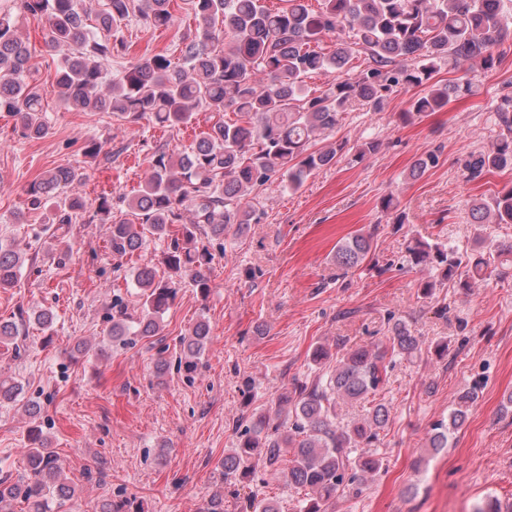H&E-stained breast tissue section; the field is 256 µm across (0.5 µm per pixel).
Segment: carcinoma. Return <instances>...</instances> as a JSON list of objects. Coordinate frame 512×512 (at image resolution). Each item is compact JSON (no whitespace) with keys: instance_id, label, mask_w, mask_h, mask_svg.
I'll list each match as a JSON object with an SVG mask.
<instances>
[{"instance_id":"cac0c4a2","label":"carcinoma","mask_w":512,"mask_h":512,"mask_svg":"<svg viewBox=\"0 0 512 512\" xmlns=\"http://www.w3.org/2000/svg\"><path fill=\"white\" fill-rule=\"evenodd\" d=\"M15 2L41 21L47 48L66 50L52 86L66 111L110 112L129 123L147 119L173 130L190 127L198 113H208L207 129L190 150L155 152L144 184L123 199L125 217L112 218V195L98 197L93 217L110 225L112 255L139 252L149 235L170 239L164 257L167 279L148 265L137 269L140 314L119 300L112 305L108 338L114 346L163 335V316L182 281L204 295L209 292L211 254L199 239L221 240L230 231L243 235L254 221L253 193L275 182L296 190L314 172L341 160L345 143L315 149L313 142L333 131L344 114L360 108L379 112L395 88L424 83L428 91L411 100L405 117L437 112L451 97L471 95L475 88L471 77L433 81L441 62L456 71L475 62L490 69L497 62L494 47L512 33V15L502 13V0H322L317 12L305 0H286L288 7L277 11L262 0H191L198 28L180 37L182 62L158 53L109 79L112 55L124 48L112 40V31L135 8L147 24L170 27V0H101L95 9L92 0ZM330 34L336 37L335 49L326 53L320 40ZM360 50L369 61L352 75L348 65ZM30 58L14 14L1 6L0 112L17 118L23 137L38 140L49 134L43 116L47 91L31 78ZM322 72L338 78L315 96L304 79ZM229 110L237 120H225ZM497 119L501 133L492 150L472 153L462 163L470 180L493 169H512V96H503ZM437 159L433 152L416 159L409 177H422ZM87 179L80 164L56 166L29 183V204L38 209L49 202L52 223L71 224L84 203L61 194ZM471 217L476 224H512V188L474 204ZM372 251L373 234L359 231L336 247L333 261L345 276ZM409 258L437 272L438 281L421 284L429 294L446 282L458 288L487 282L497 268L512 263V244L462 251L417 239ZM22 264L13 246L0 240V288L13 287ZM33 315L0 319V347L20 353L18 336L31 320L52 329V311L40 308ZM210 341L211 325L202 317L180 337L175 363L159 361L156 377L164 378L174 367L193 379ZM421 350L419 337L397 319L386 342L347 350L310 386L293 383L278 398L279 422L258 418L224 455L221 477L237 499L238 512H279L254 494L239 499L236 487L259 465L305 491L300 512H326L345 482L374 477L379 461L356 456L354 450L373 445L390 420L389 406L375 399L386 383L387 359L414 357ZM478 390L475 384L454 396L448 418L432 425L428 447H448L449 434L465 424ZM23 394L22 381L0 374V404L17 403ZM354 404L365 405V414L348 420ZM28 436L27 473L15 480L0 477V512H13L17 503L26 505V512H54V503L75 495L43 431L33 427Z\"/></svg>"}]
</instances>
